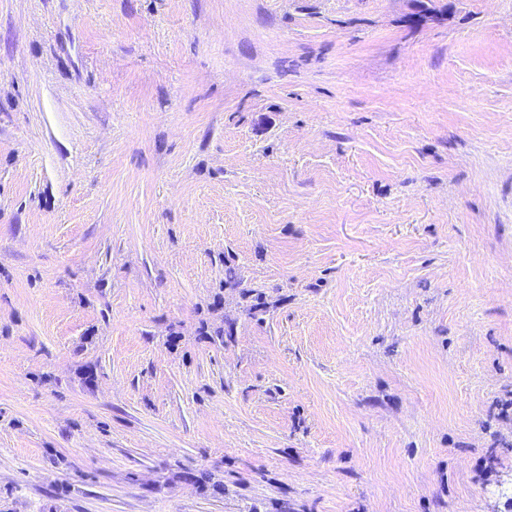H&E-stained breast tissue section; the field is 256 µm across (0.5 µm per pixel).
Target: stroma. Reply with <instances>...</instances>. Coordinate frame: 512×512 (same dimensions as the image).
I'll list each match as a JSON object with an SVG mask.
<instances>
[{
  "instance_id": "1",
  "label": "stroma",
  "mask_w": 512,
  "mask_h": 512,
  "mask_svg": "<svg viewBox=\"0 0 512 512\" xmlns=\"http://www.w3.org/2000/svg\"><path fill=\"white\" fill-rule=\"evenodd\" d=\"M510 399L512 0H0V512H512Z\"/></svg>"
}]
</instances>
